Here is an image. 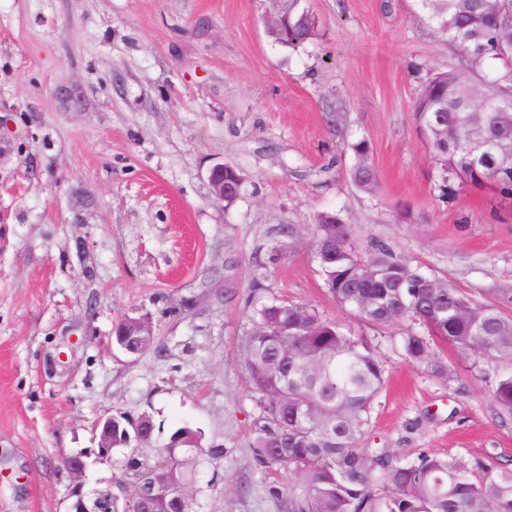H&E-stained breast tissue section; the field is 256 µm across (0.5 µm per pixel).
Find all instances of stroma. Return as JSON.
I'll use <instances>...</instances> for the list:
<instances>
[{"instance_id": "obj_1", "label": "stroma", "mask_w": 512, "mask_h": 512, "mask_svg": "<svg viewBox=\"0 0 512 512\" xmlns=\"http://www.w3.org/2000/svg\"><path fill=\"white\" fill-rule=\"evenodd\" d=\"M318 36L266 34V0H0V512H66L62 456L97 449L98 421L151 415L222 449L201 512H283L256 470L261 418L241 355L256 303L315 306L381 338L386 383L369 446L512 468V414L493 365L440 340L446 381L394 347L409 323H362L328 292L311 227L340 213L512 317V201L439 188L410 107L460 48L416 0H307ZM369 140L379 189L350 180L338 129ZM246 184L216 200L208 172ZM296 225L294 236L283 234ZM148 317L149 349L113 342Z\"/></svg>"}]
</instances>
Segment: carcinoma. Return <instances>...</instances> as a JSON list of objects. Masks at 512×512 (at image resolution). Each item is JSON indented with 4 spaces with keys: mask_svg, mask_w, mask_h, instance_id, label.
<instances>
[{
    "mask_svg": "<svg viewBox=\"0 0 512 512\" xmlns=\"http://www.w3.org/2000/svg\"><path fill=\"white\" fill-rule=\"evenodd\" d=\"M427 18L457 43L467 66L483 70L489 60L512 64V28L498 26L475 0H418ZM288 4L289 20L274 42L298 48L316 36ZM423 127L439 121L455 132L432 140L440 165V190L452 199L467 186H488L512 199V165L482 146L489 139L512 145V73H487L475 84L456 71L432 74L412 105ZM351 153L350 177L367 192L378 188L372 148L363 137L340 133ZM315 259L338 304L374 327L408 321L455 350L498 368L494 399L512 413V318L478 302L454 285L426 274L382 241L363 252L350 243L340 214L318 215L313 227ZM402 356L429 364L442 378L455 372L436 360L426 337H401ZM242 358L258 395L263 424L252 443L254 466L281 470L288 512H512V469L421 452L410 462L390 448L365 444L371 413L385 385L376 345L325 318L307 304L262 303L244 339ZM112 418V450L126 480L153 489L126 504L129 512H197L202 493L197 474L203 457L222 452L202 446L199 430L185 424L167 439L152 416ZM180 437L175 449L163 447Z\"/></svg>",
    "mask_w": 512,
    "mask_h": 512,
    "instance_id": "obj_1",
    "label": "carcinoma"
}]
</instances>
